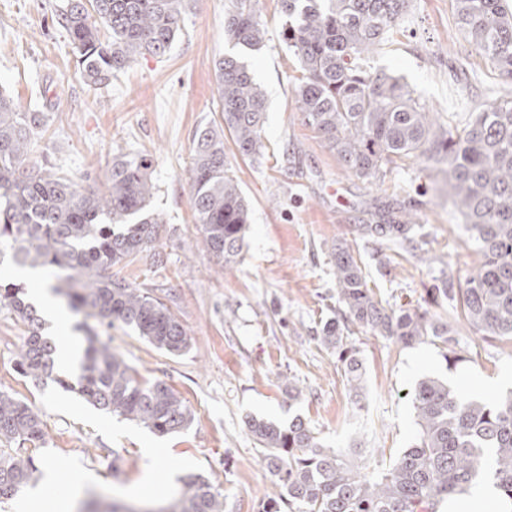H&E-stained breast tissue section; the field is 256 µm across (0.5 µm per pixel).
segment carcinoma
<instances>
[{
    "instance_id": "carcinoma-1",
    "label": "carcinoma",
    "mask_w": 512,
    "mask_h": 512,
    "mask_svg": "<svg viewBox=\"0 0 512 512\" xmlns=\"http://www.w3.org/2000/svg\"><path fill=\"white\" fill-rule=\"evenodd\" d=\"M288 51L300 64L296 94L303 121L325 148L357 178L384 182L385 166L414 158L448 174L464 229L480 264L453 287L441 279L431 289L435 305L448 304L473 330L494 339L512 337V97L470 113L459 126L436 123L415 91L384 69L365 62L389 40L409 0H279ZM464 40L512 84V10L504 0H453ZM185 0H68L58 15L78 53L84 84H112L136 57L163 56L183 30ZM266 28L256 0H228L224 35L249 51L263 46ZM221 121L197 132L190 169L197 243L226 269L236 262L250 220V202L227 161L224 140L251 161L262 155L267 98L242 58L215 62ZM46 113L23 112L0 92V264L55 271L54 294L83 314L76 329L86 347L77 365L78 392L107 412L166 435L187 428L192 414L165 381L143 382L102 339L98 328L122 324L158 350L181 354L186 330L158 297L112 278V267L145 253L151 264L161 224L148 213L153 197L152 159L119 153L103 186L74 180L52 165L47 152L32 159ZM382 224H358L363 238L413 243L420 226L405 211H388ZM339 315L321 328L320 342L336 351L351 393L364 391L365 373L346 343L349 326L408 347L438 341L452 367L464 360L451 321L424 310L383 304L368 287L350 246L333 247ZM16 284L0 279V309L27 329L18 352L21 374L65 390L72 385L55 369V342L42 335L37 311ZM95 324H89V320ZM418 436L376 476L362 473L356 452L329 448L300 415L288 425L251 418L247 428L263 449L278 491L262 512H415L466 493L491 474L499 500L512 506V395L492 402L463 396L439 378L412 392ZM44 425L26 402L0 392V499L21 491L38 471L30 448L43 444ZM221 493L199 476L184 482L180 497L160 512H223Z\"/></svg>"
}]
</instances>
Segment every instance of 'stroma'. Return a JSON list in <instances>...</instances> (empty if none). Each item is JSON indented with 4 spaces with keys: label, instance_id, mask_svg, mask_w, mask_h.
Segmentation results:
<instances>
[{
    "label": "stroma",
    "instance_id": "obj_1",
    "mask_svg": "<svg viewBox=\"0 0 512 512\" xmlns=\"http://www.w3.org/2000/svg\"><path fill=\"white\" fill-rule=\"evenodd\" d=\"M68 0H0V90L22 111L48 115L42 142L60 172L105 178L118 152L153 160L156 186L149 209L162 230L161 266L149 258L113 267L114 278L149 289L179 317L188 348L160 351L125 327L111 329L112 347L133 373L167 382L193 421L158 435L95 408L79 393L20 375L15 357L24 328L0 310V391L35 407L45 442L38 468L54 466L50 499L78 505L98 492L127 502L162 505L181 489L166 473L198 475L222 494L223 512H259L275 488L263 453L246 427L256 417L287 424L295 415L332 448H355L368 475L381 473L416 437L411 393L423 378L447 380L457 392L494 400L512 392V339H487L462 329L457 367L425 342L405 347L353 328L347 343L366 368L361 401H354L334 350L318 339L339 309L332 249L347 240L367 283L392 308L424 306L440 275L459 279L480 256L469 241L444 173L415 159L388 164L383 185L346 171L297 110L301 75L282 38L277 0H258L265 23L260 50L243 58L267 96L263 158L229 162L251 204L238 262L215 265L196 245L190 162L198 129L220 120L214 64L234 47L224 36L226 0H187L182 35L162 57L144 55L109 87L88 90L57 16ZM452 0H410L393 39L371 66L400 76L440 122H465L471 111L503 92L487 61L461 53ZM409 210L421 224L416 246L372 243L354 230L375 224L385 210ZM425 260L415 258V251ZM300 395L289 399V386ZM90 480L73 485L72 474ZM159 480L150 497L138 490L146 474Z\"/></svg>",
    "mask_w": 512,
    "mask_h": 512
}]
</instances>
